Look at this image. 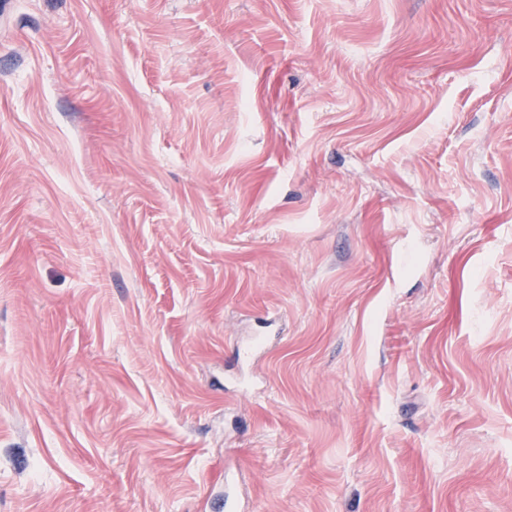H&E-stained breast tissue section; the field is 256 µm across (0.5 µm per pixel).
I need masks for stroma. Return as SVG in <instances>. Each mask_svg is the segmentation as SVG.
Segmentation results:
<instances>
[{
	"label": "stroma",
	"instance_id": "1",
	"mask_svg": "<svg viewBox=\"0 0 512 512\" xmlns=\"http://www.w3.org/2000/svg\"><path fill=\"white\" fill-rule=\"evenodd\" d=\"M228 497L512 512V0H0V512Z\"/></svg>",
	"mask_w": 512,
	"mask_h": 512
}]
</instances>
